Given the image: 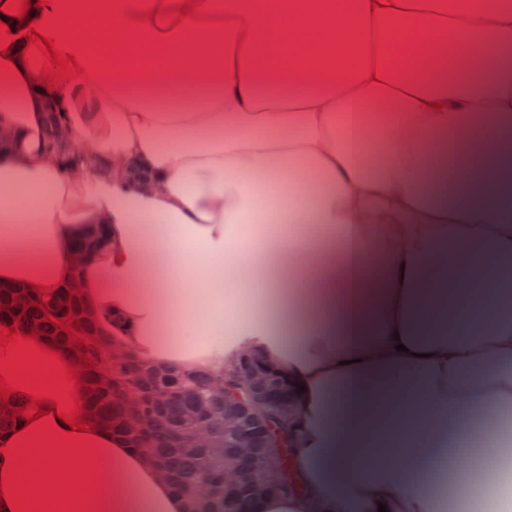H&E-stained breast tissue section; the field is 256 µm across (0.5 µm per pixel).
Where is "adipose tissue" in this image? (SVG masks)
Segmentation results:
<instances>
[{
    "instance_id": "ef3b65f1",
    "label": "adipose tissue",
    "mask_w": 512,
    "mask_h": 512,
    "mask_svg": "<svg viewBox=\"0 0 512 512\" xmlns=\"http://www.w3.org/2000/svg\"><path fill=\"white\" fill-rule=\"evenodd\" d=\"M22 2L0 11V284L50 292L75 275L112 349L173 372L253 353L305 385L291 456L304 491L257 512H459L503 488L500 470L465 475L512 455V279L498 274L512 264V0ZM40 33L68 72L51 75ZM55 103L85 154L77 175L43 148ZM273 186L314 246L242 242ZM100 224L105 246L73 269ZM231 256L263 311L228 322ZM36 342L62 376L41 364L32 393L0 373V402L29 405L0 433V473L45 512H186L86 413L74 359Z\"/></svg>"
}]
</instances>
